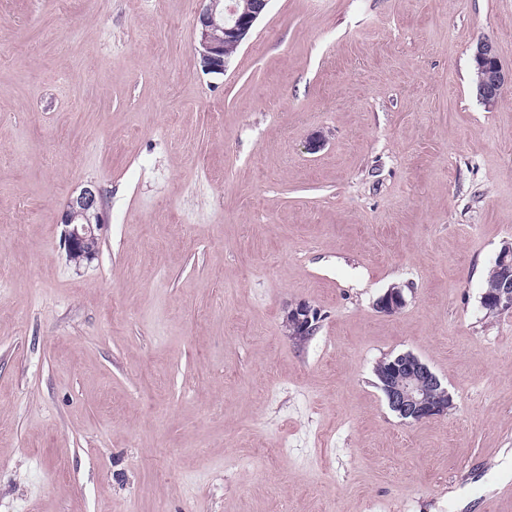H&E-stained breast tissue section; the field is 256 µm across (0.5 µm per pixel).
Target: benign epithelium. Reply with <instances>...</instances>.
<instances>
[{
  "instance_id": "1",
  "label": "benign epithelium",
  "mask_w": 512,
  "mask_h": 512,
  "mask_svg": "<svg viewBox=\"0 0 512 512\" xmlns=\"http://www.w3.org/2000/svg\"><path fill=\"white\" fill-rule=\"evenodd\" d=\"M198 14L195 34L202 67L208 73L222 74L229 56L224 44L241 45L255 22L266 10L270 0H245L243 8L224 4V0H204ZM227 14L224 26L216 25V17ZM478 80L477 98L488 107L498 103L512 76L501 63L497 46L490 41L477 43L473 55ZM106 223V209L100 191L87 187L71 197L62 216L64 247L69 259L89 262L97 254L99 231ZM494 268L500 273L499 286L482 296V306L497 313L512 312V249L504 248L496 256ZM405 305L402 289L392 287L377 300L376 307L385 314H394ZM320 315L306 302L295 304L286 315L289 336L295 340L314 335ZM381 389L392 412L403 420L422 422L448 414L454 406L453 397L439 376L417 355L404 352L382 362L378 370Z\"/></svg>"
}]
</instances>
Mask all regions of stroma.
Wrapping results in <instances>:
<instances>
[{
  "mask_svg": "<svg viewBox=\"0 0 512 512\" xmlns=\"http://www.w3.org/2000/svg\"><path fill=\"white\" fill-rule=\"evenodd\" d=\"M201 7L0 0V512H512V88L471 63L512 0H270L220 75ZM407 351L447 416L389 410ZM472 60L478 74L475 84L477 98L483 105L492 107L498 103L507 85L512 86V71L509 77L501 63L497 46L490 41L477 43ZM473 72L475 82L477 79L475 68ZM106 223V209L100 191L86 187L66 204L61 224L64 225V247L70 260L90 262L97 254L101 224ZM81 264V263H80ZM494 268L500 273L489 271L486 289L482 296V306L497 313L512 312V249L504 248L496 256ZM499 284V286H498ZM494 288H496L494 290ZM494 290V291H491ZM491 291V292H488ZM487 292V293H486ZM320 315L317 310L306 302L295 304L286 315V327L289 336L295 340L305 339L314 335Z\"/></svg>",
  "mask_w": 512,
  "mask_h": 512,
  "instance_id": "35a3bbf8",
  "label": "stroma"
}]
</instances>
